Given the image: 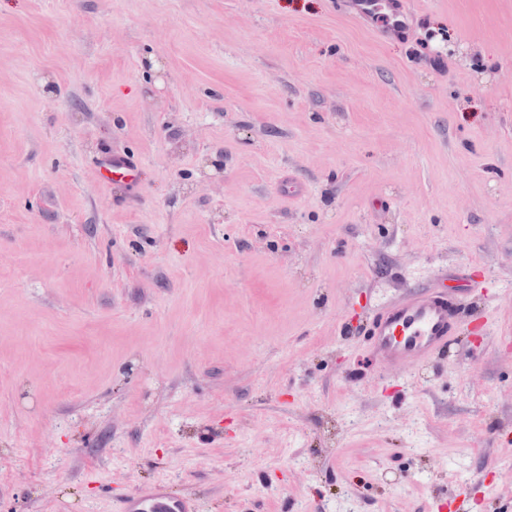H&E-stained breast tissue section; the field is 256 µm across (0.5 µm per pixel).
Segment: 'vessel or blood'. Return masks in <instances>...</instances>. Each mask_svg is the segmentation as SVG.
Segmentation results:
<instances>
[{
  "label": "vessel or blood",
  "instance_id": "1",
  "mask_svg": "<svg viewBox=\"0 0 512 512\" xmlns=\"http://www.w3.org/2000/svg\"><path fill=\"white\" fill-rule=\"evenodd\" d=\"M105 179L135 181L138 165L113 154L102 165ZM461 330V303L443 288L414 286L372 309L366 329V352L377 371H419L446 360L448 347ZM196 499L175 495L158 482L119 501L114 512H199Z\"/></svg>",
  "mask_w": 512,
  "mask_h": 512
}]
</instances>
